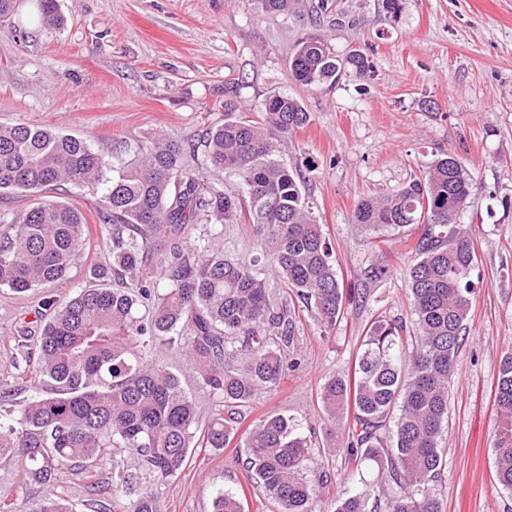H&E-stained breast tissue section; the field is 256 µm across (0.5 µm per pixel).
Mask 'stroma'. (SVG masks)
Masks as SVG:
<instances>
[{"instance_id":"35a3bbf8","label":"stroma","mask_w":512,"mask_h":512,"mask_svg":"<svg viewBox=\"0 0 512 512\" xmlns=\"http://www.w3.org/2000/svg\"><path fill=\"white\" fill-rule=\"evenodd\" d=\"M304 0L288 14L264 12L257 0H59L63 29L37 22L21 0L13 25L0 26V123L40 125L85 140L108 156H128L163 137L194 146L204 185L213 177L200 136L224 121V86H239L246 104L282 91L299 99L311 121L283 152L312 164L306 193L333 246L345 284L359 286L368 259L392 269L409 261L401 235L371 238L353 222L363 197L394 191L445 151L471 170L473 189L461 216L471 225L478 285L466 320L467 341L448 393L441 446L444 477L434 491L443 512H512L498 486L492 447L498 414L494 391L500 359L512 347V0H401L391 14L382 0H328L340 23L319 19ZM26 38H19L18 30ZM322 37L337 54L356 50L373 64L370 77L347 72L333 84L295 85L288 60L297 41ZM56 199L78 208L89 244L58 299L84 285L91 268L111 260L110 236L98 218L99 197L65 186ZM52 311L39 296L0 288V379L22 385L10 362L22 330L38 331ZM411 320L401 279L349 308L333 330L302 314L301 366L277 391H259L245 419L287 413L329 435L318 398L329 373L351 365L372 315ZM245 451L197 448L163 490L160 512H209L217 489L237 492L245 512H277L243 462ZM322 507L333 512L350 482L342 455H322Z\"/></svg>"}]
</instances>
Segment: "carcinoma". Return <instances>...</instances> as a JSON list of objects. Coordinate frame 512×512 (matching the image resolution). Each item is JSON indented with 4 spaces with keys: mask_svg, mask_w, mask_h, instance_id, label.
Returning <instances> with one entry per match:
<instances>
[{
    "mask_svg": "<svg viewBox=\"0 0 512 512\" xmlns=\"http://www.w3.org/2000/svg\"><path fill=\"white\" fill-rule=\"evenodd\" d=\"M41 24L64 18L57 0H35ZM286 14L300 0H259ZM373 64L327 41L300 39L289 58L293 81L307 88L334 83L348 70ZM238 88L224 87V123L203 134L215 177L231 189L201 187L185 147L154 142L112 165L83 139L44 126L0 124V193L40 200L0 218V287L42 293L53 309L37 336H23L12 365L32 369L33 394L16 401L0 381V462L17 466L22 483L44 495L0 497V512H73L58 494L64 469L91 480L106 512H160L162 489L187 465L192 449L220 450L237 440L246 465L278 512H318L322 473L311 469L315 443L303 423L280 413L252 421L238 434L242 410L260 389L276 390L299 370L300 313L335 329L349 305H367L369 288H348L332 247L303 193L306 175L281 159L288 136L310 113L284 92L240 107ZM471 173L452 153L437 157L398 190L360 199L353 222L382 238L405 235L410 262L400 271L411 321L376 317L353 370L319 386L324 414L337 425L352 414L345 456L352 486L334 512H441L432 486L442 480L441 440L448 388L465 340L476 294L478 257L472 229L459 222L472 189ZM64 184L101 191L112 264L96 267L100 283L65 301L50 294L66 280L87 245L75 207L47 196ZM253 226L257 255L248 263L212 248L224 225ZM392 271L364 268V283ZM184 355L199 389L217 406L202 423L181 376L153 356L156 347ZM496 479L512 492V348L500 360L495 390ZM140 456V471L119 454ZM112 504H106V501ZM211 512H244L238 494L218 489Z\"/></svg>",
    "mask_w": 512,
    "mask_h": 512,
    "instance_id": "obj_1",
    "label": "carcinoma"
}]
</instances>
